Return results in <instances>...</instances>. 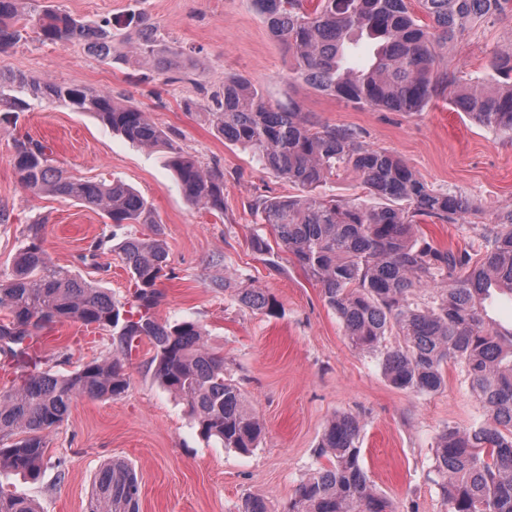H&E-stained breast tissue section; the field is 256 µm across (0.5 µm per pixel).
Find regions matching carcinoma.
Masks as SVG:
<instances>
[{
  "mask_svg": "<svg viewBox=\"0 0 512 512\" xmlns=\"http://www.w3.org/2000/svg\"><path fill=\"white\" fill-rule=\"evenodd\" d=\"M417 2L428 18L411 9ZM272 37L294 57L293 74L310 88L359 106L419 112L444 94L455 111L495 131L512 133V47L496 52L491 67L505 79L493 91L487 78L463 81L439 68L438 51L478 22L512 15V0H254ZM33 26L42 42L83 41L108 57L103 23H86L52 5L24 15L19 0H0V48ZM372 55L361 68L345 64L361 40ZM150 19L135 21L128 38L143 58H156L165 74L178 52L156 50ZM205 117L224 140L251 153L264 169L296 185L301 194L259 199L254 209L284 253L320 285L351 346L378 353L395 388L421 394L445 384V365L460 366L488 419L466 429L448 426L432 448L433 472L452 512H512V328L490 322L492 293H512V209L478 229V249L453 252L419 233L420 218L454 224L471 210L468 199L436 192L400 158L361 140L350 127L320 123L296 104L273 105L261 88L235 75L210 93ZM59 103L86 112L125 140L169 154L178 186L194 206L224 213V171L203 169L132 105L104 92L0 72V112ZM13 165L22 185L37 194L71 200L103 213L115 227L158 224L152 205L134 188L67 177L48 148L16 141ZM351 172L381 201L326 196L319 189ZM133 286L120 303L105 289L57 266L43 247L38 223L8 273H0V366L12 385L0 388V465L32 480L45 464L46 436L64 421L77 398L112 399L129 386L126 373L136 343L146 338L152 379L177 397L201 437L221 448L251 453L263 424L249 410L238 383L224 373V355L210 349L198 323H161L153 315L158 285L174 276L156 231L130 234L112 245ZM240 305L272 316L276 299L262 288L236 289ZM79 322L108 330L112 355L57 374L35 343L56 323ZM395 337L387 346L386 338ZM358 417L342 414L326 424L319 448L328 456L301 481L284 512H394L361 458ZM134 469L115 459L95 474L88 512H139ZM0 512H39L27 497L0 488Z\"/></svg>",
  "mask_w": 512,
  "mask_h": 512,
  "instance_id": "cac0c4a2",
  "label": "carcinoma"
}]
</instances>
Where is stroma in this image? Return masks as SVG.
Masks as SVG:
<instances>
[{
  "mask_svg": "<svg viewBox=\"0 0 512 512\" xmlns=\"http://www.w3.org/2000/svg\"><path fill=\"white\" fill-rule=\"evenodd\" d=\"M49 4L84 22L110 20V57H97L78 42H42L30 29L0 51V71L104 91L116 102L138 106L203 168L223 170L224 212L187 202L164 150L115 136L90 114L61 104L0 114V273L10 270L28 225L37 219L56 264L107 288L119 301L132 291L115 253L89 254L95 240L111 236L112 225L100 211L26 189L12 163L16 138L51 147L67 176L129 184L152 204L175 272L159 286L156 318L191 319L203 327L265 431L249 455L207 446L182 404L151 378L152 349L144 340L132 353L125 393L75 400L67 419L48 435L40 479L4 470L0 485L34 499L41 512H87L95 473L120 459L139 477V512H239L249 496L282 512L300 481L322 463L317 445L326 421L349 412L361 421L363 464L397 512H451L432 470L435 439L445 427L466 428L486 418L460 367L449 365L444 387L431 395L393 387L379 355L349 344L320 286L290 256L280 255L273 267L256 254L255 201L294 196L298 189L217 136L202 113L208 91L236 75L260 85L279 106L295 102L313 120L355 128L366 143L403 159L432 189L470 201L472 209L459 223L420 224L426 238L455 251L475 246L477 225L512 208V134L477 124L441 96L407 114L358 107L309 88L293 79L292 58L272 38L253 0H24L29 13ZM141 14L155 22L159 48L181 53L174 81L140 63L123 38L128 22ZM510 45L512 16L483 22L441 51V63L488 76L493 51ZM156 229L136 224L129 231L149 235ZM244 285L272 294L278 314L242 307L234 290ZM49 335L45 353L61 374L112 353L109 332L78 322L55 325Z\"/></svg>",
  "mask_w": 512,
  "mask_h": 512,
  "instance_id": "35a3bbf8",
  "label": "stroma"
}]
</instances>
